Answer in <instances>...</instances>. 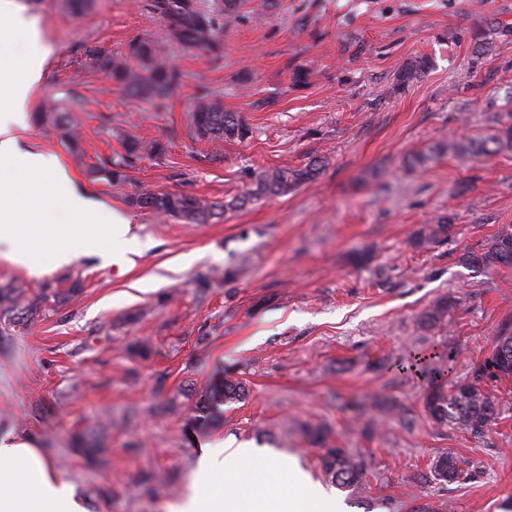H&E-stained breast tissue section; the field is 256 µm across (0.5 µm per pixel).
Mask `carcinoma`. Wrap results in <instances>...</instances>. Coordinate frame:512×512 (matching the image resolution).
Masks as SVG:
<instances>
[{
    "label": "carcinoma",
    "mask_w": 512,
    "mask_h": 512,
    "mask_svg": "<svg viewBox=\"0 0 512 512\" xmlns=\"http://www.w3.org/2000/svg\"><path fill=\"white\" fill-rule=\"evenodd\" d=\"M246 0H152V9L166 23V39L169 46L182 52L204 49L215 58L224 53L218 25L221 18L238 16ZM93 68L103 71L112 81L122 86L129 94L155 102L182 80V74L168 60L166 50L152 40L137 38L128 43L124 53L107 55L97 49L88 50ZM139 62L132 67L129 61ZM429 60L422 58L398 75L401 86L417 79L428 67ZM84 111L79 96L70 98L67 106L61 107L50 101L37 114L41 127L60 138L73 152L81 149L78 113ZM496 123L501 129L493 134L464 141L450 140L434 146L431 153H412L404 159L405 166H425L436 153L448 152L460 159L488 158L505 148L512 147V110L498 116ZM193 135L212 143L244 140L252 133L244 118L236 112L224 111L222 99L202 90L190 118ZM167 155V145L155 139L141 141L129 138L125 142L124 155L109 162L98 173L114 186L125 184L126 171L144 157L161 164ZM324 167V160L312 159L300 169L276 168L260 172L253 188L245 195L232 200L229 206H244L252 201L269 196L285 195L300 184L314 179ZM128 203L137 209L150 210L162 216L182 217L196 224H206L218 215V206L207 200L176 193L157 192L142 188L128 197ZM450 225L442 218L435 224H426L415 231L411 243L416 248H426L448 238ZM466 265L488 267H512V232L503 230L490 242L486 251L463 255ZM455 301L443 296L436 299L418 319V327L424 333L441 331L448 324V313ZM37 310V301L29 298L23 286L13 281L0 284V324L15 327L24 324L28 312ZM455 353L448 346H438L432 351L412 349L408 355L394 364L395 370L418 376L428 385L424 407L431 422L439 427L451 424L473 434H481L495 421L499 402L487 395L481 380L493 382L512 378V330L504 329L497 337L487 356L476 368L469 380H460L450 385L447 381L448 365L454 361ZM246 396L243 382L224 374L213 379L204 396L196 405L195 412L201 420L213 419L221 406L240 401ZM324 477L340 489L356 492L363 489L365 461L362 456L344 448H327L320 457ZM436 480L446 483L458 482L467 475L466 459L448 453L438 457L431 466Z\"/></svg>",
    "instance_id": "cac0c4a2"
}]
</instances>
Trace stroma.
<instances>
[{
  "label": "stroma",
  "instance_id": "1",
  "mask_svg": "<svg viewBox=\"0 0 512 512\" xmlns=\"http://www.w3.org/2000/svg\"><path fill=\"white\" fill-rule=\"evenodd\" d=\"M16 2L51 49L21 145L56 155L94 206L130 213L143 248L122 266L85 257L38 282L0 260V283L47 294L26 326L0 334V429L38 436L88 512H167L199 446L219 441L294 459L341 512H512V381L487 384L501 414L474 435L432 427L424 384L378 368L443 343L455 353L449 380L467 379L512 327V267L460 261L512 228V152L403 164L437 142L491 133L512 109V0H279L261 20L246 9L223 25V57L170 49L182 81L159 107L85 62L92 48L164 41L151 0H90L80 13L67 0ZM422 57L420 79L398 88L399 71ZM300 67L309 85H294ZM203 86L245 118L247 140L194 137ZM74 94L84 100L78 156L35 121L44 102ZM129 137L163 141L164 163L138 162L119 188L92 176ZM319 157L313 180L206 224L127 202L146 187L221 204L256 172ZM442 217L446 240L410 245ZM227 268L233 281L220 276ZM442 295L456 300L448 326L423 334L417 318ZM220 370L247 396L200 421L195 405ZM379 396L406 418L380 416ZM352 400L366 403L361 418L345 411ZM318 424L364 458L362 493L325 483L322 450L303 434ZM79 438L101 448L100 464L76 452ZM444 453L468 460L469 479L433 480Z\"/></svg>",
  "mask_w": 512,
  "mask_h": 512
}]
</instances>
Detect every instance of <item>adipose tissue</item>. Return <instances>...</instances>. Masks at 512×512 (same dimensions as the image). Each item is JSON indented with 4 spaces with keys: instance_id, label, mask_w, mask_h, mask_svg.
Segmentation results:
<instances>
[{
    "instance_id": "obj_1",
    "label": "adipose tissue",
    "mask_w": 512,
    "mask_h": 512,
    "mask_svg": "<svg viewBox=\"0 0 512 512\" xmlns=\"http://www.w3.org/2000/svg\"><path fill=\"white\" fill-rule=\"evenodd\" d=\"M24 35L33 47L23 62L0 57V80L9 86V104L0 109V258L35 278L95 256L125 264L141 243L131 232L133 218L113 213L90 223L92 204L75 189L58 157L21 148L16 135L26 125L27 104L38 89L50 51L40 42L34 18L0 0V41ZM73 216L72 224H41L32 216L47 201ZM335 500L291 464L271 461L244 446L203 445L191 492L169 512H335ZM0 512H86L74 486L63 479L34 437L0 431Z\"/></svg>"
}]
</instances>
